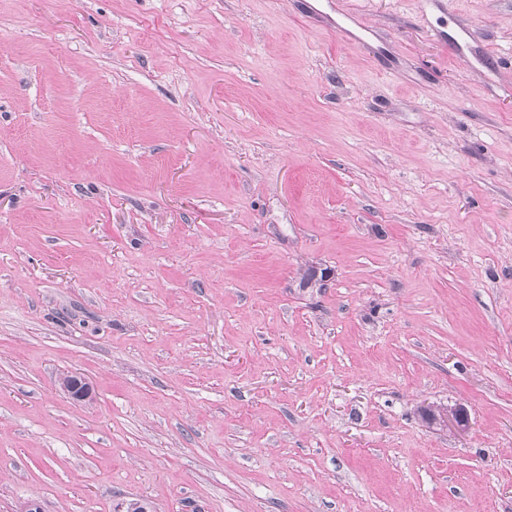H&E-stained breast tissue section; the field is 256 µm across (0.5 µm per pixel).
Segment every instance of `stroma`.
I'll list each match as a JSON object with an SVG mask.
<instances>
[{"instance_id":"1","label":"stroma","mask_w":512,"mask_h":512,"mask_svg":"<svg viewBox=\"0 0 512 512\" xmlns=\"http://www.w3.org/2000/svg\"><path fill=\"white\" fill-rule=\"evenodd\" d=\"M135 498L512 512V0H0V512Z\"/></svg>"}]
</instances>
